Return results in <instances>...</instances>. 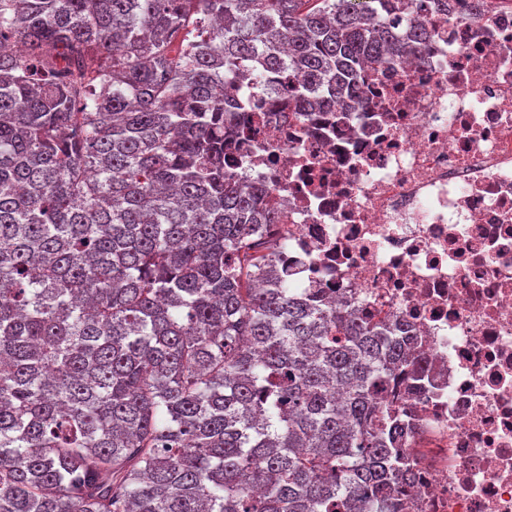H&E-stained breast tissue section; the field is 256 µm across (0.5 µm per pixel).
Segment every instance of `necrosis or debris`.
<instances>
[{"instance_id": "obj_1", "label": "necrosis or debris", "mask_w": 512, "mask_h": 512, "mask_svg": "<svg viewBox=\"0 0 512 512\" xmlns=\"http://www.w3.org/2000/svg\"><path fill=\"white\" fill-rule=\"evenodd\" d=\"M421 55L353 108L296 112L254 94L225 161L281 212L298 288L396 319L432 364L411 412L405 512H512V5L423 19Z\"/></svg>"}]
</instances>
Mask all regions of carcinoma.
<instances>
[{"label": "carcinoma", "instance_id": "obj_1", "mask_svg": "<svg viewBox=\"0 0 512 512\" xmlns=\"http://www.w3.org/2000/svg\"><path fill=\"white\" fill-rule=\"evenodd\" d=\"M483 0L462 7L470 21ZM448 0H0V512H401L426 360L277 271L248 109L359 99Z\"/></svg>", "mask_w": 512, "mask_h": 512}]
</instances>
